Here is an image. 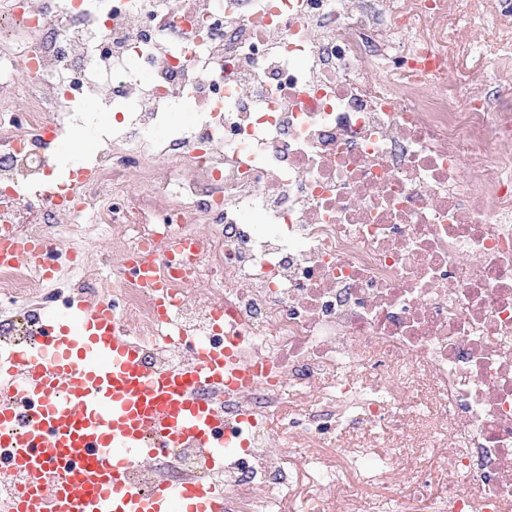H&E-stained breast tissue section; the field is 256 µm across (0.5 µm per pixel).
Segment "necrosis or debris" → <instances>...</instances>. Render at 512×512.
<instances>
[{
  "mask_svg": "<svg viewBox=\"0 0 512 512\" xmlns=\"http://www.w3.org/2000/svg\"><path fill=\"white\" fill-rule=\"evenodd\" d=\"M464 15L495 42H471ZM456 47L495 99L449 87ZM511 53L512 0H0V236L110 225L129 259L207 227L165 325L150 291L88 252H60L52 282L0 268V349L109 275L151 365L224 345L258 369L211 394L240 442L223 465L170 448L130 471L143 490L198 478L224 512H278L288 494L362 512L403 493L512 512ZM84 110L92 148L51 182L53 138ZM340 430L358 439L338 451ZM406 445L436 449L447 496L426 465L403 474Z\"/></svg>",
  "mask_w": 512,
  "mask_h": 512,
  "instance_id": "4bbe7bcc",
  "label": "necrosis or debris"
}]
</instances>
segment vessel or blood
<instances>
[{"mask_svg": "<svg viewBox=\"0 0 512 512\" xmlns=\"http://www.w3.org/2000/svg\"><path fill=\"white\" fill-rule=\"evenodd\" d=\"M57 244L0 238V266L46 272ZM164 258L125 267L154 289L159 316L171 304ZM36 348L0 357V473L23 488L0 512H222L223 495L200 480L144 494L129 479L136 460L191 440L224 458V417L201 394L224 382L223 352L199 349L190 364L159 370L125 334L112 302H68Z\"/></svg>", "mask_w": 512, "mask_h": 512, "instance_id": "obj_1", "label": "vessel or blood"}]
</instances>
